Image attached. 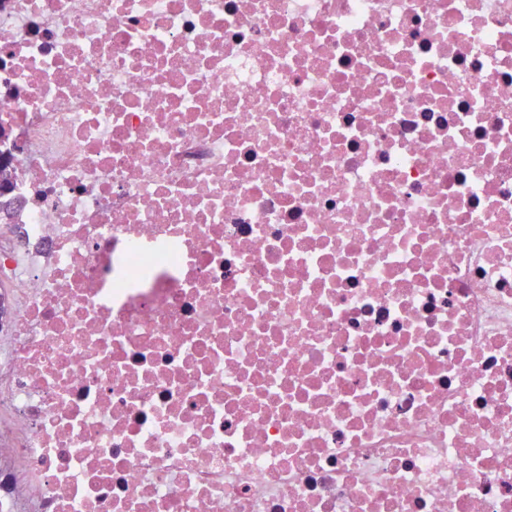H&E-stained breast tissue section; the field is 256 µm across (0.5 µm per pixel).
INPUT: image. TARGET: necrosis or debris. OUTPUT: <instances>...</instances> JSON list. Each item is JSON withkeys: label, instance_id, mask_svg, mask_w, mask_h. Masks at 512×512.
<instances>
[{"label": "necrosis or debris", "instance_id": "obj_1", "mask_svg": "<svg viewBox=\"0 0 512 512\" xmlns=\"http://www.w3.org/2000/svg\"><path fill=\"white\" fill-rule=\"evenodd\" d=\"M0 512H512V0H0Z\"/></svg>", "mask_w": 512, "mask_h": 512}]
</instances>
